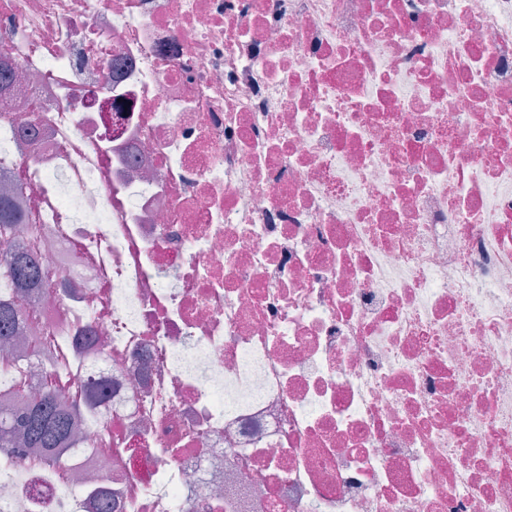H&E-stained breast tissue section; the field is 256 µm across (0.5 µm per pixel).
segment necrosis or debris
I'll return each mask as SVG.
<instances>
[{"mask_svg":"<svg viewBox=\"0 0 512 512\" xmlns=\"http://www.w3.org/2000/svg\"><path fill=\"white\" fill-rule=\"evenodd\" d=\"M0 66V406L81 430L0 512H512V0H0ZM23 217L15 209L9 192L0 194V241L1 237L11 235L17 224H24ZM42 275L35 258L25 256L22 252H10L0 249V284L1 280L17 284H30ZM28 304L20 299L13 307H1L0 305V350L2 343L9 340L18 331L28 313Z\"/></svg>","mask_w":512,"mask_h":512,"instance_id":"4bbe7bcc","label":"necrosis or debris"}]
</instances>
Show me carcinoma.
<instances>
[{
  "label": "carcinoma",
  "instance_id": "cac0c4a2",
  "mask_svg": "<svg viewBox=\"0 0 512 512\" xmlns=\"http://www.w3.org/2000/svg\"><path fill=\"white\" fill-rule=\"evenodd\" d=\"M23 217L15 209L11 195L0 194V238L12 234ZM41 277L36 259L21 252L0 251V280L30 284ZM28 313V304L21 299L12 307L0 306V344L18 331ZM75 434L73 414L50 391L27 396V403L19 414L0 408V448H8L16 437L23 438L29 448H42L50 456L56 449L72 440Z\"/></svg>",
  "mask_w": 512,
  "mask_h": 512
}]
</instances>
